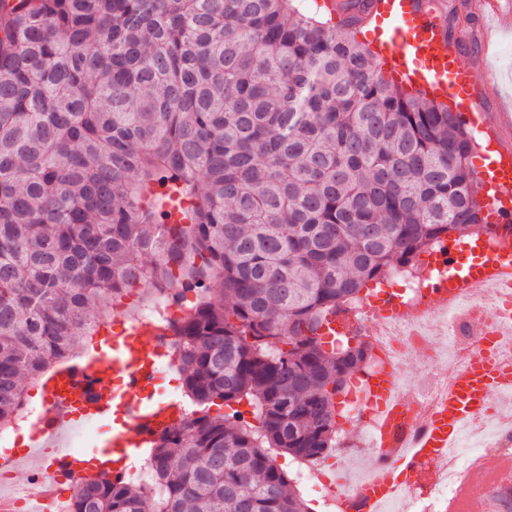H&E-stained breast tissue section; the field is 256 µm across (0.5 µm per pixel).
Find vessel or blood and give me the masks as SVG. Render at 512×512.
<instances>
[{
	"label": "vessel or blood",
	"mask_w": 512,
	"mask_h": 512,
	"mask_svg": "<svg viewBox=\"0 0 512 512\" xmlns=\"http://www.w3.org/2000/svg\"><path fill=\"white\" fill-rule=\"evenodd\" d=\"M366 21L367 33L385 64L405 80L421 81L459 98L463 119L474 127H483L484 107L478 87L471 72L457 64V46L448 39L434 12L426 10L420 0H373ZM491 143L492 152L480 161L475 176L491 188L485 210L491 228L500 233L512 226V146L496 137ZM433 265L437 270L433 297L447 304L462 299L474 282L512 279V248L489 256L484 254L481 241L462 246L452 241ZM154 334L150 325H131L126 335L105 342L96 354L47 376L43 381L48 410L40 427L42 447L30 446L0 457V464L20 470L31 464L47 463L49 446L71 435L78 426L103 421L118 406L127 421L123 428L113 430L104 439L96 472L121 479L127 460L137 449L147 447L181 412L176 403L147 405L137 397L138 391L153 380ZM393 383V372L388 369L374 385V398L381 401L382 416L388 423L406 410L404 404L389 406L382 402ZM509 389L512 372L495 366L484 346H477L471 364L458 374L447 400L425 423L406 466L436 463L471 415L486 408L496 392ZM386 445L382 436L374 442L376 455L383 461L379 483L355 491L369 506L397 492L392 480L397 463L388 456ZM487 467L494 478L478 493L475 512H502L505 488L512 484V471L500 468L495 460L488 461Z\"/></svg>",
	"instance_id": "1"
}]
</instances>
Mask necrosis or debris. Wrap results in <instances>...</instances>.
Here are the masks:
<instances>
[{
  "label": "necrosis or debris",
  "mask_w": 512,
  "mask_h": 512,
  "mask_svg": "<svg viewBox=\"0 0 512 512\" xmlns=\"http://www.w3.org/2000/svg\"><path fill=\"white\" fill-rule=\"evenodd\" d=\"M434 276L430 266L421 264L398 268L384 279L382 294L404 306L402 316L372 315L364 298L353 303L347 312L354 330L365 336L371 346L366 371L350 385L357 398L345 410L347 421L357 422L361 434H372L377 423L376 409L369 402L368 380L386 366H393L396 371L394 398L409 402L415 416L432 412L447 395L456 373L470 364L471 352L481 337H493L494 358L512 366V286L479 285L460 301L440 306L425 301ZM183 312L182 302L168 300L157 302L142 313L145 322L159 331L155 338L161 354L159 370H171L177 364L171 325ZM413 354L442 364L441 371L427 385L413 382L402 368ZM511 455L512 398L498 396L485 412L466 424L462 441L451 443L448 453L436 464L420 469L422 493L400 489L398 498L404 512H442L443 503L460 494V470L480 456Z\"/></svg>",
  "instance_id": "1"
}]
</instances>
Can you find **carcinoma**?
Here are the masks:
<instances>
[{"label": "carcinoma", "instance_id": "obj_1", "mask_svg": "<svg viewBox=\"0 0 512 512\" xmlns=\"http://www.w3.org/2000/svg\"><path fill=\"white\" fill-rule=\"evenodd\" d=\"M0 14V428L119 301L173 286L196 415L151 480L84 477L73 512H311L276 465L337 447L365 370L320 330L452 233L488 231L459 113L385 78L338 15L293 0H18ZM246 402L251 418L211 407Z\"/></svg>", "mask_w": 512, "mask_h": 512}]
</instances>
